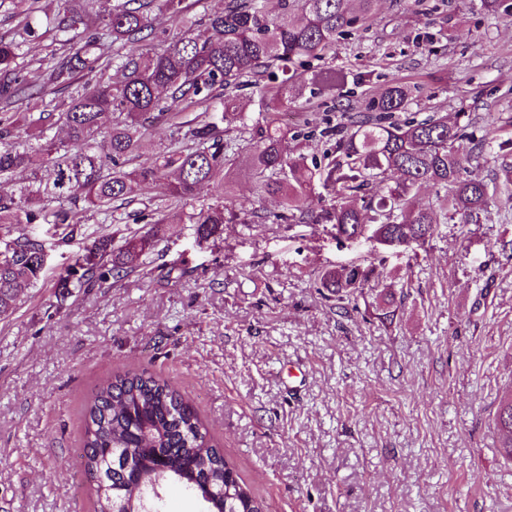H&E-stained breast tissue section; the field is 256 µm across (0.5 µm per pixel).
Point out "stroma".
<instances>
[{
    "label": "stroma",
    "instance_id": "1",
    "mask_svg": "<svg viewBox=\"0 0 512 512\" xmlns=\"http://www.w3.org/2000/svg\"><path fill=\"white\" fill-rule=\"evenodd\" d=\"M82 0H0V36L31 23L23 67L65 57L47 16ZM278 105L301 152L322 157L345 123L393 77L413 86L406 116L467 113L466 146L488 114L512 137V16L482 0H379L374 18ZM242 224L217 242L167 225L137 271L58 303L57 273L98 233L122 245L148 232L154 201L84 214L78 231L0 226V240L44 243L46 272L0 317V512H94L76 466L83 407L112 373L144 370L174 384L268 512H512V462L494 418L512 398V204L494 195L478 224H439L412 254L341 245L322 226L258 199L246 172L233 188ZM377 250L372 292L338 309L320 269ZM400 286L393 322L372 316L374 291Z\"/></svg>",
    "mask_w": 512,
    "mask_h": 512
}]
</instances>
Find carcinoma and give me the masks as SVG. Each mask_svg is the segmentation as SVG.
<instances>
[{
	"mask_svg": "<svg viewBox=\"0 0 512 512\" xmlns=\"http://www.w3.org/2000/svg\"><path fill=\"white\" fill-rule=\"evenodd\" d=\"M100 7L72 14L58 23L69 53L27 72L21 69L24 41L0 38V183L18 171L29 177L0 195L3 224L81 223L82 214L110 212L151 194L159 202L155 227L191 224L200 242L224 236V225L240 221L232 199L237 169L226 167L224 125L248 129V117L233 88L258 89L267 118L253 132L252 151L243 162L259 197H276L301 224H328L338 241L364 237L393 248L412 249L436 233L437 211L460 224H478L490 194L506 192L512 178L489 186L466 176L475 152L463 146L461 116L400 119L411 87L397 79L371 103L374 112L349 117L336 141V156L325 164L308 162L290 145L288 128L279 124L273 103L287 96L313 62L335 50L336 42L363 26L378 0H225L224 10L208 15L204 29L170 36L152 25L150 9L178 17L184 0H98ZM151 36L163 42L154 52L144 45ZM113 77L105 79L107 70ZM96 73L86 81L81 78ZM48 85L75 86L59 120L67 139L49 137L50 116L10 111L12 104L43 101ZM184 103L191 113L175 116L170 103ZM176 122L177 138L151 167L133 162L141 149V129L159 119ZM39 129L35 144L17 142L18 124ZM500 126L485 124L481 143L512 149L499 140ZM397 178L378 199L363 193L372 184ZM221 190L216 204L186 208L199 186ZM441 192L436 200H418L422 188ZM322 192H317V189ZM317 195V207L309 198ZM158 231L133 235L119 249L101 235L86 253L64 270L56 287L66 294L85 288H110L112 280L139 267ZM44 244L28 237L0 247V317L22 305L24 291L42 279ZM373 265L352 263L319 271L320 287L341 309L363 295ZM375 316L394 317L397 299L390 290L375 297ZM500 452L512 461V400L495 416ZM81 465L92 485L94 512H113L115 497L135 494L150 500L169 484L203 495L209 487L224 496L210 512H266L234 464L224 457L202 423L193 402L166 379L145 371L125 370L97 384L83 408Z\"/></svg>",
	"mask_w": 512,
	"mask_h": 512,
	"instance_id": "carcinoma-1",
	"label": "carcinoma"
}]
</instances>
